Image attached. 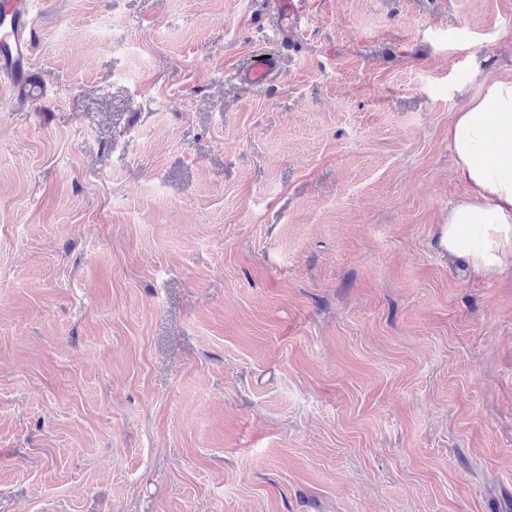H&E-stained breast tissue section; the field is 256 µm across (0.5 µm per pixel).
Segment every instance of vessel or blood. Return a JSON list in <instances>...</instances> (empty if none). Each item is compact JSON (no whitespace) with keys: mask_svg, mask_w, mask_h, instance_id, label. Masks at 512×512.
<instances>
[{"mask_svg":"<svg viewBox=\"0 0 512 512\" xmlns=\"http://www.w3.org/2000/svg\"><path fill=\"white\" fill-rule=\"evenodd\" d=\"M267 5L274 14L290 21L293 26H301L305 18L304 0H267ZM5 13L10 25L0 33V70L9 74L15 86H26L31 80L28 70L32 44V27L28 20L30 10L26 0H13ZM236 77L246 86L272 85L280 81L282 72L274 56L256 53Z\"/></svg>","mask_w":512,"mask_h":512,"instance_id":"b4317fda","label":"vessel or blood"}]
</instances>
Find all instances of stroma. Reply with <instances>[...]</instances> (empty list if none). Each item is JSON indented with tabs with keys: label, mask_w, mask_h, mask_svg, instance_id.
<instances>
[{
	"label": "stroma",
	"mask_w": 512,
	"mask_h": 512,
	"mask_svg": "<svg viewBox=\"0 0 512 512\" xmlns=\"http://www.w3.org/2000/svg\"><path fill=\"white\" fill-rule=\"evenodd\" d=\"M307 2L283 47L265 0H36L0 512H512V269L436 240L512 0ZM282 76L278 61L266 52L254 53L248 64L236 73L237 79L246 86L272 85L278 83Z\"/></svg>",
	"instance_id": "stroma-1"
}]
</instances>
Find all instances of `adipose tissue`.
I'll return each instance as SVG.
<instances>
[{"label":"adipose tissue","mask_w":512,"mask_h":512,"mask_svg":"<svg viewBox=\"0 0 512 512\" xmlns=\"http://www.w3.org/2000/svg\"><path fill=\"white\" fill-rule=\"evenodd\" d=\"M448 126L454 172L465 192L448 204L442 247L449 259L466 261L485 277L512 268V151L490 164L476 163L486 132L512 137V76H483Z\"/></svg>","instance_id":"adipose-tissue-1"}]
</instances>
